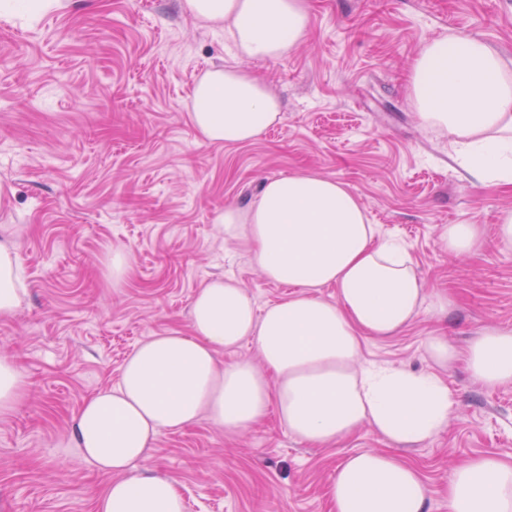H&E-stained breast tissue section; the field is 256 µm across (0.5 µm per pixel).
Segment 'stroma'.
I'll list each match as a JSON object with an SVG mask.
<instances>
[{
    "label": "stroma",
    "mask_w": 512,
    "mask_h": 512,
    "mask_svg": "<svg viewBox=\"0 0 512 512\" xmlns=\"http://www.w3.org/2000/svg\"><path fill=\"white\" fill-rule=\"evenodd\" d=\"M309 6L306 38L271 60L234 59L225 33L180 0H66L31 26L0 20V239L16 247L27 288L0 317V356L26 382L0 415V512H96L108 478L75 448L73 417L118 383L139 343L188 331L206 281L234 278L259 309L287 295L217 224L265 180L341 181L381 236L406 245L426 290L452 295L453 312H421L400 335L367 341L361 364L431 371L428 336L460 347L489 324L512 330V248L495 235L512 192L474 182L405 90L419 51L445 35H479L512 75V0ZM233 62L269 82L281 120L253 142L214 146L189 121L192 90ZM452 224L482 226V248L449 254ZM116 250L129 256L117 284ZM442 375L448 425L404 453L431 489L428 512H448L458 463L512 461V385L483 386L460 365ZM389 446L366 426L315 448L273 415L239 432L202 419L161 432L134 471L174 478L186 512H331L339 460Z\"/></svg>",
    "instance_id": "35a3bbf8"
}]
</instances>
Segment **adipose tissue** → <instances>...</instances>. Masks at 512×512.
<instances>
[{
	"label": "adipose tissue",
	"instance_id": "obj_1",
	"mask_svg": "<svg viewBox=\"0 0 512 512\" xmlns=\"http://www.w3.org/2000/svg\"><path fill=\"white\" fill-rule=\"evenodd\" d=\"M181 9L227 32L237 56L276 59L303 41L307 0H182ZM422 123L453 139L457 160L480 182L512 186V77L499 53L476 35L427 43L408 77ZM280 103L267 83L239 66L207 70L197 81L189 120L204 142H250L275 124ZM227 241L251 248L265 277L292 294L264 310L236 282L198 288L190 331L139 344L116 387L89 397L72 427L77 448L111 481L97 512H184L176 481L130 474L162 431L207 418L228 430L276 414L308 445L338 444L360 427L399 447L434 438L453 400L444 378L387 366H359L363 344L400 334L424 310L452 308L450 295L427 298L406 249L379 239L344 183L300 173L267 180L256 201L218 217ZM14 247L0 242V315L26 288ZM336 290L335 300L319 294ZM254 339L262 368L221 364V352ZM441 366L463 362L487 386L512 384V330L481 328L465 350L428 337ZM332 512H427L431 490L400 456L358 451L341 459L328 486ZM448 512H512V463L486 454L458 465L448 482Z\"/></svg>",
	"mask_w": 512,
	"mask_h": 512
}]
</instances>
